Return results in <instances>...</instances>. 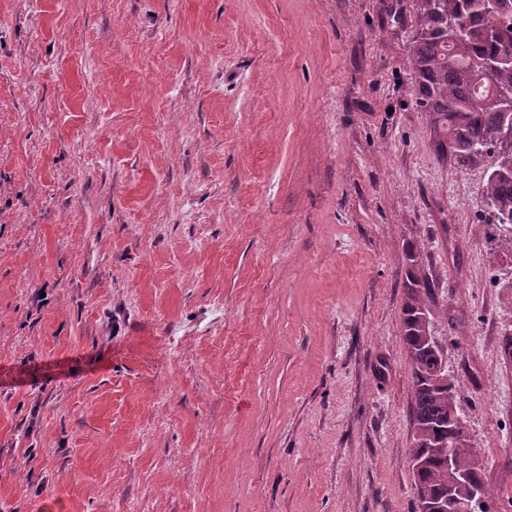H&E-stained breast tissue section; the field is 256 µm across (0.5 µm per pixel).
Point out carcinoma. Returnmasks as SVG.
<instances>
[{
  "label": "carcinoma",
  "instance_id": "1",
  "mask_svg": "<svg viewBox=\"0 0 512 512\" xmlns=\"http://www.w3.org/2000/svg\"><path fill=\"white\" fill-rule=\"evenodd\" d=\"M415 37L408 64L416 104L429 117L442 151L461 167L488 162L498 170L486 178L489 223L512 221V160L499 151L503 131L512 126V108L494 111L488 98H512V0H416ZM402 308L403 343L411 364L412 436L409 459L427 451L436 435L446 440L458 465L469 467L472 451L456 447L448 429L450 390L431 375L439 358L424 340L423 310L430 309L432 282L415 249ZM427 494L448 492V469L432 464L414 477Z\"/></svg>",
  "mask_w": 512,
  "mask_h": 512
}]
</instances>
